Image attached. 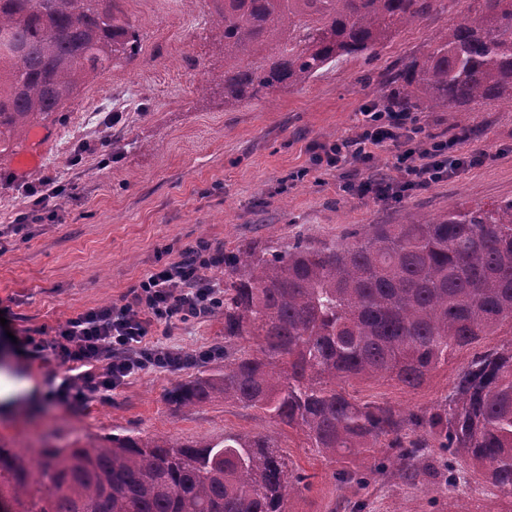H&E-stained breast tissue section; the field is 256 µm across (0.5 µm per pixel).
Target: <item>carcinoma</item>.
<instances>
[{
    "label": "carcinoma",
    "instance_id": "cac0c4a2",
    "mask_svg": "<svg viewBox=\"0 0 512 512\" xmlns=\"http://www.w3.org/2000/svg\"><path fill=\"white\" fill-rule=\"evenodd\" d=\"M122 0H0V153L59 121L83 84L141 52ZM224 44V109L272 101L336 61L372 53L436 0H208ZM398 112L512 111V0H472L423 59L387 81ZM224 368L178 384L171 401L216 399L302 431L327 458L397 449L407 471L435 442L484 468L512 499V199L456 203L405 224H371L355 245L264 241L224 253ZM473 350L444 406L427 414L359 401L345 388L390 380L420 388ZM40 478L0 445V501L12 512H286L306 488L275 441L117 434L45 448Z\"/></svg>",
    "mask_w": 512,
    "mask_h": 512
}]
</instances>
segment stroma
<instances>
[{"label": "stroma", "instance_id": "35a3bbf8", "mask_svg": "<svg viewBox=\"0 0 512 512\" xmlns=\"http://www.w3.org/2000/svg\"><path fill=\"white\" fill-rule=\"evenodd\" d=\"M139 33L137 60L112 67L80 87L60 123L40 142L25 138L0 155V232L24 208L22 188L32 173L70 185L50 200L26 237L0 245V367L26 374L35 397L0 403V444L36 459L46 446H82L110 434L176 440L223 438L227 432L263 434L281 447L308 487L288 512H448L449 499L467 512H512V505L462 456L424 451L425 467L412 475L380 469L391 448L343 463L311 448L305 434L276 425L262 412L224 401L191 410L169 400L177 384L223 367L148 373L112 398L69 408L48 399L63 374L55 361L21 354L16 338L49 329L74 314L118 301L150 270L177 260L198 239L231 250L254 241H336L371 224H404L415 214L438 215L450 204H487L512 198V112H422L428 136L458 139L461 153H491L484 166L410 190L397 200L352 196L336 187L339 173L314 168L310 148L355 131L358 114L385 101L386 77L402 62L425 57L458 22L468 0H438L435 13L399 31L376 54L340 60L304 87L285 89L274 103L254 101L224 109V46L211 33L204 0H123ZM118 112L117 125L106 122ZM40 159L20 169L29 149ZM153 339L187 352L224 344V320L153 327ZM470 357L449 356L417 390L394 382L360 388V396L400 410L435 411Z\"/></svg>", "mask_w": 512, "mask_h": 512}]
</instances>
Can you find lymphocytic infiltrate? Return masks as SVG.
Segmentation results:
<instances>
[{"instance_id":"f902f5d3","label":"lymphocytic infiltrate","mask_w":512,"mask_h":512,"mask_svg":"<svg viewBox=\"0 0 512 512\" xmlns=\"http://www.w3.org/2000/svg\"><path fill=\"white\" fill-rule=\"evenodd\" d=\"M411 112L366 107L352 136L320 145L316 165L343 169L356 162L371 165L382 152L392 155V174L350 181L344 191L379 198L407 187L425 188L447 179L465 166H478L487 157L478 151L462 155L455 141L422 137ZM224 263L223 250L200 240L184 248L178 260L143 276L119 301L78 313L52 330L25 336L32 358L54 359L63 367L51 397L68 406H83L111 397L132 379L149 371H175L218 356V349L187 354L149 338L152 327L172 321L203 320L224 302L220 283L209 270Z\"/></svg>"}]
</instances>
